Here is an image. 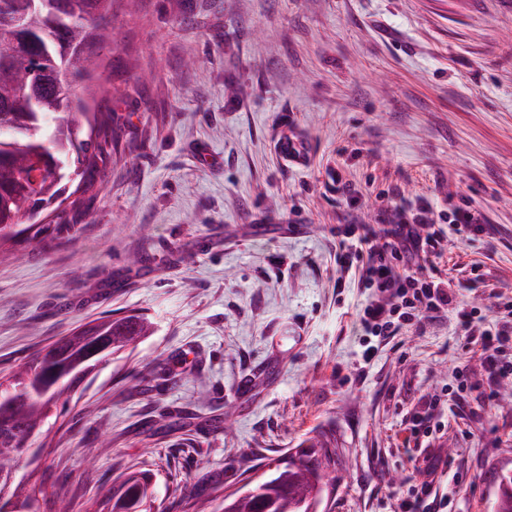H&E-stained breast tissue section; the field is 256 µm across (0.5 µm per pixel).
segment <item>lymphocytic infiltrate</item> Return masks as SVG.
Instances as JSON below:
<instances>
[{
	"label": "lymphocytic infiltrate",
	"mask_w": 512,
	"mask_h": 512,
	"mask_svg": "<svg viewBox=\"0 0 512 512\" xmlns=\"http://www.w3.org/2000/svg\"><path fill=\"white\" fill-rule=\"evenodd\" d=\"M336 234L341 239L337 286L354 278L370 291L356 314L360 336L381 345L402 326L433 323L452 314L457 327L480 347L489 379L512 377V296L490 291L496 322L486 327L474 311L460 306L447 280L424 275L425 264L440 253L446 239L427 208L398 212L381 230L351 219L337 225Z\"/></svg>",
	"instance_id": "f902f5d3"
}]
</instances>
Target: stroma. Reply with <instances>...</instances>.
I'll list each match as a JSON object with an SVG mask.
<instances>
[{"label": "stroma", "mask_w": 512, "mask_h": 512, "mask_svg": "<svg viewBox=\"0 0 512 512\" xmlns=\"http://www.w3.org/2000/svg\"><path fill=\"white\" fill-rule=\"evenodd\" d=\"M112 40L102 189L52 211L47 248L0 257V375L101 316L154 331L43 420L21 470L40 512L136 471L154 512H224L313 438L343 476L321 512H397L431 463L447 512H492L512 405L451 318L364 359L336 226L476 210L483 231L426 272L493 320L471 279L512 292V0H117ZM285 123L307 167L275 155ZM448 393L463 410L413 436Z\"/></svg>", "instance_id": "35a3bbf8"}]
</instances>
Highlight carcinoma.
I'll return each instance as SVG.
<instances>
[{
	"instance_id": "obj_1",
	"label": "carcinoma",
	"mask_w": 512,
	"mask_h": 512,
	"mask_svg": "<svg viewBox=\"0 0 512 512\" xmlns=\"http://www.w3.org/2000/svg\"><path fill=\"white\" fill-rule=\"evenodd\" d=\"M116 0H47L40 8L31 0H0V241L19 239L13 227L23 223L33 202L23 178L26 162L48 159L41 175L38 201L49 203L65 192L64 176L84 178L95 185L96 163L89 157L94 147L88 140L87 113L69 104L83 79L98 75L101 52L112 45ZM18 17L16 30L3 19ZM99 336L112 338V352L121 354L151 331L142 315L110 316L90 322ZM91 340L79 331L42 348L14 371L8 387L22 384L31 374L30 392L19 398L8 415L0 417V467L20 460L30 431L39 418L48 415L62 391L43 393L54 384L55 371L73 367L88 357ZM312 443L298 461L276 468L258 487V493L230 500L224 512H303L305 501L315 490L314 477L331 464L328 453H319Z\"/></svg>"
}]
</instances>
